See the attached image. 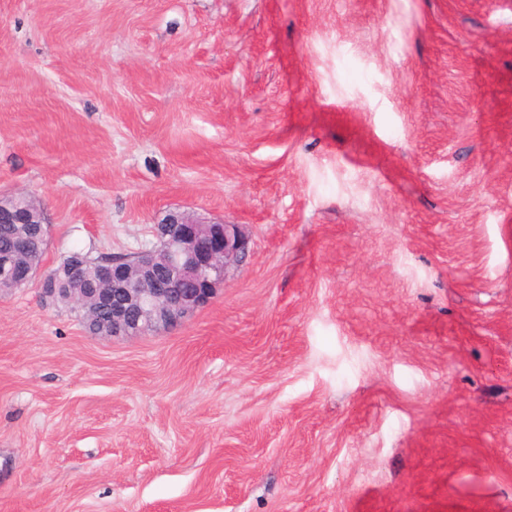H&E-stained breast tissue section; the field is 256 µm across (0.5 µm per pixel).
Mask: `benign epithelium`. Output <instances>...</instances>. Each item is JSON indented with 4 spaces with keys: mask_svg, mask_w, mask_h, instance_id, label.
Returning a JSON list of instances; mask_svg holds the SVG:
<instances>
[{
    "mask_svg": "<svg viewBox=\"0 0 512 512\" xmlns=\"http://www.w3.org/2000/svg\"><path fill=\"white\" fill-rule=\"evenodd\" d=\"M0 223L20 226L19 262L8 259L0 271V295L33 284L53 304L103 309V336H137L178 326L214 297L228 265L249 255L248 242L236 224H216L171 210L151 227L153 241L137 251L92 259L69 254L67 270L81 278L41 271L42 258L28 255L31 244L47 246V218L30 199L0 198ZM191 281L195 288L173 287Z\"/></svg>",
    "mask_w": 512,
    "mask_h": 512,
    "instance_id": "7a95c632",
    "label": "benign epithelium"
}]
</instances>
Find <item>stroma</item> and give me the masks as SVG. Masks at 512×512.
<instances>
[{
  "instance_id": "obj_1",
  "label": "stroma",
  "mask_w": 512,
  "mask_h": 512,
  "mask_svg": "<svg viewBox=\"0 0 512 512\" xmlns=\"http://www.w3.org/2000/svg\"><path fill=\"white\" fill-rule=\"evenodd\" d=\"M44 267L170 209L181 326L0 296V512H512V0H0Z\"/></svg>"
}]
</instances>
